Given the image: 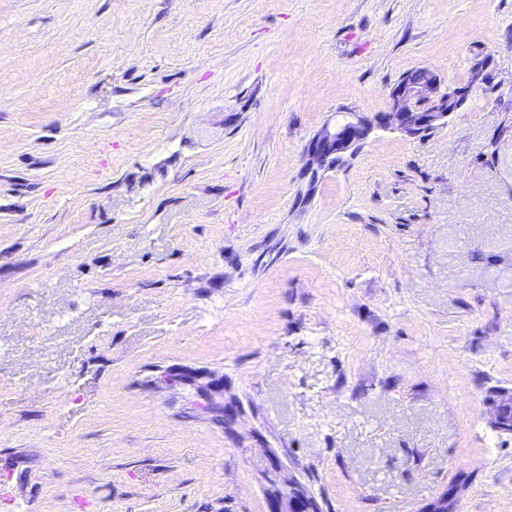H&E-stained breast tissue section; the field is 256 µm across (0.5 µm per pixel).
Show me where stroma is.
Returning a JSON list of instances; mask_svg holds the SVG:
<instances>
[{"instance_id": "1", "label": "stroma", "mask_w": 512, "mask_h": 512, "mask_svg": "<svg viewBox=\"0 0 512 512\" xmlns=\"http://www.w3.org/2000/svg\"><path fill=\"white\" fill-rule=\"evenodd\" d=\"M479 58L310 181L341 112ZM501 392L512 0H0V512H271L277 473L512 512ZM487 59L474 63L477 78H483ZM443 87L438 73L429 66L408 71L390 92L388 112L369 115L364 112H342L336 124L324 126L311 140L307 151L306 172L312 179L331 169L336 160L347 161L361 148L375 128L390 129L410 138H419L425 130L444 125L448 117L464 104L472 87Z\"/></svg>"}]
</instances>
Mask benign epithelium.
I'll list each match as a JSON object with an SVG mask.
<instances>
[{"label":"benign epithelium","mask_w":512,"mask_h":512,"mask_svg":"<svg viewBox=\"0 0 512 512\" xmlns=\"http://www.w3.org/2000/svg\"><path fill=\"white\" fill-rule=\"evenodd\" d=\"M469 92L468 88L444 87L435 69L417 67L404 74L392 88L389 111L375 115L343 112L335 124L324 126L308 146L306 172L315 179L320 171L333 168L336 160L347 161L376 128L418 138L425 130L445 124L461 108ZM274 497L277 502L288 504L287 510L276 512H313L310 496L293 479L275 491Z\"/></svg>","instance_id":"1"}]
</instances>
